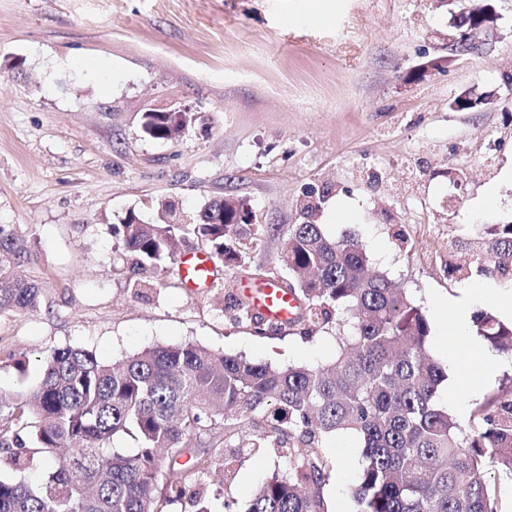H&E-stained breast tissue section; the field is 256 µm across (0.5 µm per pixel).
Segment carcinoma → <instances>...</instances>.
Masks as SVG:
<instances>
[{
	"label": "carcinoma",
	"mask_w": 512,
	"mask_h": 512,
	"mask_svg": "<svg viewBox=\"0 0 512 512\" xmlns=\"http://www.w3.org/2000/svg\"><path fill=\"white\" fill-rule=\"evenodd\" d=\"M161 115L145 134L173 140ZM288 226L280 265L300 309L293 325L336 319V357L317 366L273 367L216 356L193 343L148 348L113 363L66 348L44 363L36 389L0 404V463L43 470L35 486L0 480V512H165L203 478L225 481L227 439L251 435L272 445L281 468L255 490L243 512H328L323 487L330 460L322 442L355 434L364 463L357 512H498L486 483L492 465L512 478V387L472 412L463 428L436 401L448 371L428 351L426 314L370 261L359 241L330 239L320 203ZM243 199H215L191 224L164 206L163 222L134 211L114 226L123 246L156 269L193 236L229 266L242 267V241L262 234ZM487 250L448 263V275L512 282V224L482 227ZM39 289L0 272V310H34ZM473 327L495 352L512 356V322L489 304ZM222 429V436L215 430ZM128 436L135 448L115 444ZM494 449L486 457L485 449Z\"/></svg>",
	"instance_id": "carcinoma-1"
}]
</instances>
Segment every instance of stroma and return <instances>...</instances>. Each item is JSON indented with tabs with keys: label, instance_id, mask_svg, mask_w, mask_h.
Wrapping results in <instances>:
<instances>
[{
	"label": "stroma",
	"instance_id": "obj_1",
	"mask_svg": "<svg viewBox=\"0 0 512 512\" xmlns=\"http://www.w3.org/2000/svg\"><path fill=\"white\" fill-rule=\"evenodd\" d=\"M485 4L495 27L449 51L459 13ZM14 56L22 71L5 70ZM471 89L481 104L457 108ZM180 105L206 126L144 137L148 109ZM489 187L494 207L474 212ZM310 192L324 233L354 234L422 308L448 364L441 323L463 286L448 254L468 250L474 225L512 223V0H0V226L24 249L0 266L41 292L37 311L0 310V398L35 389L68 347L107 363L188 342L277 367L331 361L335 323L260 334L237 310L244 284L287 279L278 258ZM225 196L246 198L264 233L246 266L215 261L203 288H184L174 261L144 269L113 232L164 199L191 217ZM341 198L356 216L328 223ZM138 279L152 288L133 294ZM323 447L331 512H354L359 441ZM277 462L235 457L234 479L168 512H242Z\"/></svg>",
	"mask_w": 512,
	"mask_h": 512
}]
</instances>
